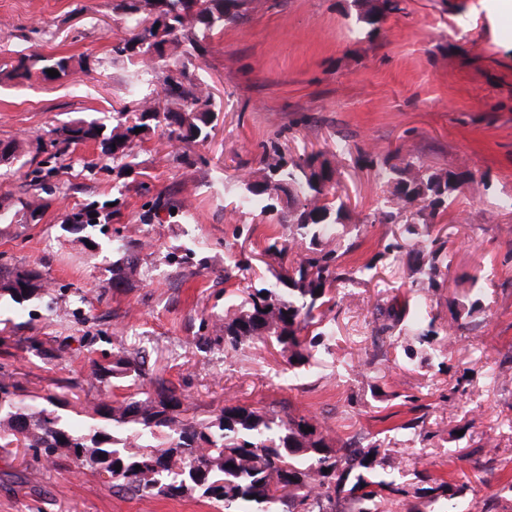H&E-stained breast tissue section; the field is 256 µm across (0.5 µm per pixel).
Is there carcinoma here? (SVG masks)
Instances as JSON below:
<instances>
[{"instance_id": "carcinoma-1", "label": "carcinoma", "mask_w": 512, "mask_h": 512, "mask_svg": "<svg viewBox=\"0 0 512 512\" xmlns=\"http://www.w3.org/2000/svg\"><path fill=\"white\" fill-rule=\"evenodd\" d=\"M251 0H114L113 11L125 22V36L112 44V55L131 62L142 58L143 73L128 87L133 108L117 111L116 124L107 127L94 119H76L51 131L50 157L58 159L71 147L91 142L121 167L130 164L132 147L148 132L163 126L169 139L186 147L205 142L218 113L213 96L201 81L164 59L166 47L186 56L203 57L208 40L224 24L243 18ZM359 19L372 26L400 10L397 0H355ZM83 61L66 55L21 54L4 74L10 81L36 74L45 81L66 79ZM59 76L52 78L47 70ZM161 70L163 96L140 95L143 75ZM144 128L137 133L135 129ZM258 175L241 180L236 207L256 209L271 224L288 225V243L273 239L265 252L299 250L273 287L243 289L241 303L229 302L224 315L211 323L205 343L236 350L246 344L274 342L288 354L292 368L312 366L319 349L329 350L325 320L332 311L333 288L353 280V272L339 262L330 247V232L346 216L345 202L336 194V169L315 153L288 157L278 141L262 145ZM23 157V142L0 139V165ZM390 197L376 209L373 222L390 224L405 212L403 224L411 241L422 281L414 293L437 288L447 268L448 241L432 234L431 225L451 206L456 192L470 180L466 172L438 171L418 157L403 167L384 169ZM122 257L112 263L111 285L119 288L141 274L138 245L121 244ZM49 288L34 269L0 266V297L18 306L17 312L41 299ZM419 312L403 305L379 312L374 331L384 335L398 326L419 332L428 344L438 335L434 322L421 327ZM98 383L97 397L72 415L59 413L65 397L50 395L46 404L17 400L13 373L0 370V442H23L36 458L52 464L63 455L78 467L104 473L112 482L135 494L179 498L197 494L221 504L224 512H333L346 501L350 512H392L404 506L410 491L386 473V456L378 448L344 442L337 446L314 415L263 411L233 399L205 423L189 415L186 395L147 362L141 351L102 354L91 360ZM136 387L123 399L119 387ZM312 431H307V428ZM373 458H368V455ZM121 469H116V465ZM423 495L455 500L469 486L422 475Z\"/></svg>"}]
</instances>
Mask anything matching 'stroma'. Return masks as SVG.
<instances>
[{
  "label": "stroma",
  "mask_w": 512,
  "mask_h": 512,
  "mask_svg": "<svg viewBox=\"0 0 512 512\" xmlns=\"http://www.w3.org/2000/svg\"><path fill=\"white\" fill-rule=\"evenodd\" d=\"M112 3L0 0V68L32 50L91 66L60 82H0V139L24 140L26 161L0 169V264L40 271L55 299L23 317L0 303V365L20 395L93 398L91 358L135 345L181 385L195 419L229 398L311 414L331 440L386 451L416 512L443 508L417 492L424 468L468 482L459 512H512V212L499 207L512 197V19L496 0H400L374 32L353 0H252L191 64L218 112L195 147L205 163L182 164L159 128L134 147L132 174L99 160L90 143L48 171L42 135L76 118L111 122L127 102L134 68L112 58L124 35ZM279 132L289 154L318 152L337 167L349 207L337 244L343 266L357 272L336 290L329 352L295 371L260 344L228 353L198 341L200 322L223 315L225 297L279 269L263 239L287 237V225L241 214L233 198L237 179L258 169L262 143ZM362 150L392 164L413 153L432 168L473 174L475 185L435 227L450 247L442 287L412 296V257L377 260L382 238L402 227L374 222L387 187L359 160ZM32 196L44 205L36 223L20 211ZM91 203L116 212L83 243L62 224ZM119 239L140 244L142 274L113 288L107 269ZM243 250L258 253L252 269L225 278ZM464 295L479 297L482 310L452 341V301ZM413 298L441 331L433 343L406 328L374 334L378 308ZM32 336L48 349L67 346L65 359L30 351ZM486 458L490 471L474 469ZM0 512L224 509L194 495L132 494L68 458L46 465L11 445L0 447Z\"/></svg>",
  "instance_id": "1"
}]
</instances>
